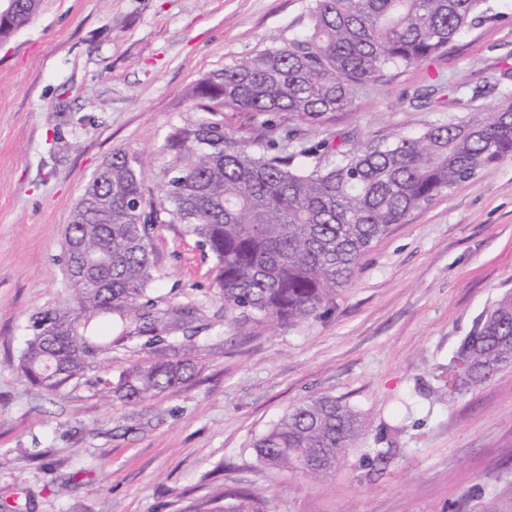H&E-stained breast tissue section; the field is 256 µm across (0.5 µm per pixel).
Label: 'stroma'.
Wrapping results in <instances>:
<instances>
[{
	"mask_svg": "<svg viewBox=\"0 0 512 512\" xmlns=\"http://www.w3.org/2000/svg\"><path fill=\"white\" fill-rule=\"evenodd\" d=\"M310 0H44L0 45V500L26 512H183L244 486L277 512H512V369L453 402L449 359L512 293V159L411 211L360 259L333 303L296 323H242L214 260L183 225H156L148 295L166 323L115 312L107 351L48 395L17 364L38 311L61 307L64 230L116 150L144 157L145 204L173 175L168 134L203 117L206 74L303 31ZM448 52L362 91L310 143L389 142L512 98V0ZM461 87L423 98L434 80ZM482 89L472 98L473 89ZM179 387L138 404L120 374L171 351ZM314 396L341 400L364 432L330 476L261 463L255 441Z\"/></svg>",
	"mask_w": 512,
	"mask_h": 512,
	"instance_id": "1",
	"label": "stroma"
}]
</instances>
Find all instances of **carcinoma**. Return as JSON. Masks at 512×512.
I'll return each instance as SVG.
<instances>
[{
    "label": "carcinoma",
    "mask_w": 512,
    "mask_h": 512,
    "mask_svg": "<svg viewBox=\"0 0 512 512\" xmlns=\"http://www.w3.org/2000/svg\"><path fill=\"white\" fill-rule=\"evenodd\" d=\"M44 0H18L0 21L10 41ZM485 0H311L309 26L288 40L202 78L192 99L204 112L288 114L300 140L358 94L400 70L420 66L481 22ZM174 176L158 208L142 205L143 160L117 151L87 182L64 234L70 302L32 316L21 353L23 377L54 393L82 376L103 349L84 335L88 322L115 311L149 317L154 279L149 249L156 224H181L215 260L227 309L249 322H298L333 302L361 257L393 224L435 196L476 181L512 157V101L456 123L385 144L342 150L327 141L289 151L247 142L222 121L202 119L166 138ZM338 160L324 163L329 154ZM512 368V296H506L448 362L445 395ZM193 365L149 358L126 370L117 397L136 403L178 387ZM362 431L358 415L334 398L294 407L255 442L257 457L283 472L322 478ZM183 512H273L239 489L192 503Z\"/></svg>",
    "instance_id": "obj_1"
}]
</instances>
